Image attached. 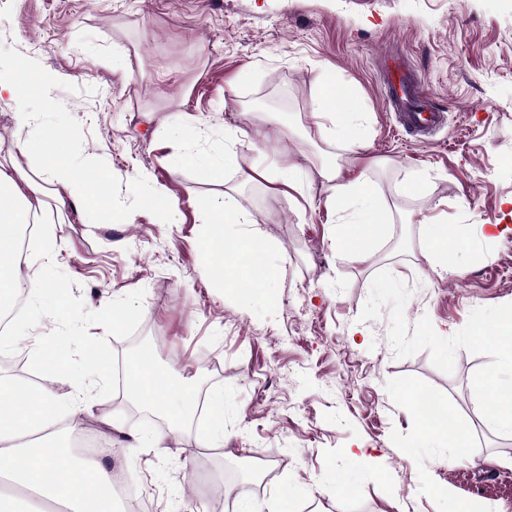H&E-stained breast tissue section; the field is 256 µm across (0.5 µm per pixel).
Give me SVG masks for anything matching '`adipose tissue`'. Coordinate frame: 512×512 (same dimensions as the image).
I'll use <instances>...</instances> for the list:
<instances>
[{
	"label": "adipose tissue",
	"mask_w": 512,
	"mask_h": 512,
	"mask_svg": "<svg viewBox=\"0 0 512 512\" xmlns=\"http://www.w3.org/2000/svg\"><path fill=\"white\" fill-rule=\"evenodd\" d=\"M29 87V67L16 65L13 74L0 77V98L14 100L16 123L27 136L19 141L21 155H37L39 164L21 171L19 166L0 163V311L13 297L16 281L12 274L14 242L23 225L40 223L42 200L34 185L45 179L58 186L57 207L74 201L79 207L97 212L103 200L95 191L102 181L100 171L90 164L67 160L69 139L65 131L51 129L38 137L29 136L33 115L22 104ZM312 114L332 117L330 139L341 142L346 154L306 168L288 157L273 166H253L244 173L245 181L259 179L294 192L314 182L327 184V201L336 213V238L357 260L370 258V237L383 230L381 215L386 207L364 179L357 151L363 144L362 123L353 112L348 91L328 80L321 84ZM215 216L206 252L211 257L214 280L230 288L250 290L266 285L277 276L263 262L264 246L258 237L244 245L246 259L228 252L224 227L250 224L254 218L243 211L232 193L205 202ZM131 397L168 423V434L180 433L194 417L196 393L191 382L176 378L157 367L151 350H143L131 364ZM419 416V433L424 440L445 444L466 452L469 433L447 406L427 410L423 401L413 400ZM58 406L54 392L46 386L30 389L12 379L0 378V478L8 481L11 492L0 493V512H47L50 505L66 512H121L113 488L112 467L105 458L84 460L71 453L62 432L53 430L52 413Z\"/></svg>",
	"instance_id": "obj_1"
}]
</instances>
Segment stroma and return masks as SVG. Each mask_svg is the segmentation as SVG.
<instances>
[{"instance_id": "35a3bbf8", "label": "stroma", "mask_w": 512, "mask_h": 512, "mask_svg": "<svg viewBox=\"0 0 512 512\" xmlns=\"http://www.w3.org/2000/svg\"><path fill=\"white\" fill-rule=\"evenodd\" d=\"M397 52L448 115L423 140L398 132L385 105L380 65ZM120 56L129 67L113 70ZM21 61L47 79L30 110L52 99L75 161L104 172L112 217L58 215L45 184V219L14 274L43 271L63 303L46 304L35 328L14 322L11 350L35 381L42 347L57 350V397L86 392L84 431L111 444L113 471L153 512H234L212 495L231 459L267 467L241 498L286 489L290 512H512V430L488 421L471 384L483 372L512 378L496 337H473L512 306V0H0V73ZM329 76L354 94L360 167L392 211L364 262L337 244L323 186L308 203L241 177L282 154L304 166L339 154L311 116ZM266 97L287 99L286 111L258 110ZM177 115L190 126L180 140ZM223 139L234 165L172 168ZM229 189L279 270L246 300L210 281L203 254L201 204ZM437 213L462 235L445 272L422 223ZM109 297L120 325L98 312ZM84 335L114 361L151 347L200 403L223 391V446H200L201 413L162 447H141L164 420L89 366ZM406 388L447 404L469 431V458L416 447ZM356 448L364 460L350 458Z\"/></svg>"}]
</instances>
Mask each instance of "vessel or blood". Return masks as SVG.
<instances>
[{
    "mask_svg": "<svg viewBox=\"0 0 512 512\" xmlns=\"http://www.w3.org/2000/svg\"><path fill=\"white\" fill-rule=\"evenodd\" d=\"M385 101L396 122L409 134L432 133L445 119V113L422 92L407 60L401 55L388 56Z\"/></svg>",
    "mask_w": 512,
    "mask_h": 512,
    "instance_id": "1",
    "label": "vessel or blood"
}]
</instances>
